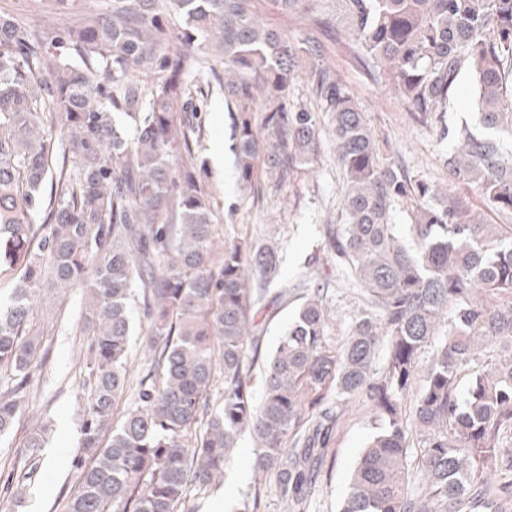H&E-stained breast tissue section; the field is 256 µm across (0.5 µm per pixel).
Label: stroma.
I'll return each instance as SVG.
<instances>
[{"instance_id": "stroma-1", "label": "stroma", "mask_w": 512, "mask_h": 512, "mask_svg": "<svg viewBox=\"0 0 512 512\" xmlns=\"http://www.w3.org/2000/svg\"><path fill=\"white\" fill-rule=\"evenodd\" d=\"M317 37L324 63L335 69L354 93L383 151L397 155L410 171L484 211L489 223H500V216L469 185L449 181L441 162L443 144L406 112L384 81L371 80L355 64L349 50L337 43L335 28L318 31ZM198 123L200 133L193 147L210 177L211 204L225 242L271 238L279 244L280 280L271 286L256 318L262 353L270 354L276 348L303 294L298 284L308 272L315 273L324 286L323 303L330 316L328 341L332 347L341 348L360 308L361 296L337 271L326 246L327 225L342 221L343 173L333 142L325 141L317 160L299 169L286 187L277 190L267 184L261 194L254 195L240 190L237 184L230 150L231 119L222 91H213L211 105L208 111L199 113ZM84 300V291L72 292L65 317L50 338L38 398L19 410L13 433L0 438V465H17L24 455L20 446L23 438L43 421L53 424L54 432L41 451L37 483L21 506L11 512H53L58 495L77 489L71 459L80 437L79 396L84 374L76 356L87 341L78 323ZM376 424L366 403L353 399L335 431L310 512H339L353 469ZM254 448L253 437L241 433L223 482L192 490L186 502L190 512H238L252 483Z\"/></svg>"}]
</instances>
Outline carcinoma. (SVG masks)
I'll return each mask as SVG.
<instances>
[{
    "instance_id": "carcinoma-1",
    "label": "carcinoma",
    "mask_w": 512,
    "mask_h": 512,
    "mask_svg": "<svg viewBox=\"0 0 512 512\" xmlns=\"http://www.w3.org/2000/svg\"><path fill=\"white\" fill-rule=\"evenodd\" d=\"M316 0H277L318 29ZM345 45L406 111L448 142V175L512 220V0H336ZM95 60L103 74L64 50ZM315 38L267 26L255 0H110L63 36L36 39L0 15V436L34 398L71 289H86L78 360L89 383L72 457L79 489L61 512H185L188 494L224 477L237 435L255 439L242 512L275 483L286 512H309L344 406L361 397L379 427L340 512H508L512 505V231L489 224L384 154L354 95L320 63ZM224 69H218V64ZM308 67L330 113L343 172V223L327 228L336 267L364 306L342 348L328 342L320 284L274 353L262 357L255 308L280 278L278 248L219 233L185 112L215 82L231 115L240 187L288 184L320 152L318 112L290 99ZM477 83L485 129L445 121L459 75ZM49 196H44L45 185ZM407 211L414 246L395 222ZM151 362L129 385L133 286ZM448 330L436 338L441 321ZM433 347L419 370L421 351ZM262 366V395L253 374ZM471 371L465 395L458 383ZM224 406L207 415L218 377ZM419 386L414 417L403 398ZM420 432L409 491L408 430ZM47 428L23 441L25 471L0 467V503L35 484Z\"/></svg>"
}]
</instances>
